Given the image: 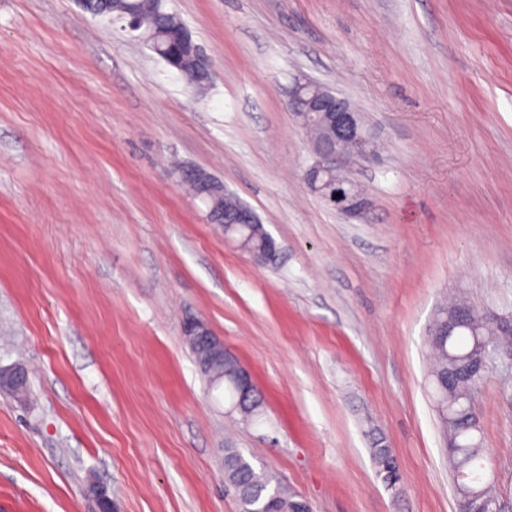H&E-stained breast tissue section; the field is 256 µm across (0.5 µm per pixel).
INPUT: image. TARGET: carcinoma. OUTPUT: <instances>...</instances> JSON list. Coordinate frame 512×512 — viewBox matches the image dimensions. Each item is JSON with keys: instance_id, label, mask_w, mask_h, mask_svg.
Wrapping results in <instances>:
<instances>
[{"instance_id": "1", "label": "carcinoma", "mask_w": 512, "mask_h": 512, "mask_svg": "<svg viewBox=\"0 0 512 512\" xmlns=\"http://www.w3.org/2000/svg\"><path fill=\"white\" fill-rule=\"evenodd\" d=\"M81 6L94 16L130 20L139 22L138 30L151 50L175 70L182 79L195 77L192 85L204 87L208 81L202 74H194L197 69L196 52L199 46L192 33H187L185 43L174 44L170 33L186 24L175 13L168 11L166 0H81ZM181 185L208 211L224 210L233 207L237 198L224 193V182L211 173L204 171L181 182ZM237 244L245 252L261 251L265 247L264 239L256 232L234 229ZM467 306L465 302H455L439 306L429 328V347L432 351L431 383L434 390L438 417L448 448V462L458 476L470 478V482H461L457 487L458 507L467 512L481 502L489 505L497 502V497L487 485H479V478L472 476V467L480 459L482 444L470 429L474 415L469 407V391L476 386L478 379L463 381L456 389L448 390V369L465 367L476 348V337H486L492 341L500 340L498 329L490 324L458 326L451 336L443 335L447 321L457 313V309ZM373 458L389 485L396 484L397 474L393 455L388 448L373 449ZM224 481L243 490L247 497L239 500L241 512L260 509L267 505L278 512L288 510V492L275 479L254 468L250 461L236 448L225 449Z\"/></svg>"}]
</instances>
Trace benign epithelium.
<instances>
[{
	"instance_id": "1",
	"label": "benign epithelium",
	"mask_w": 512,
	"mask_h": 512,
	"mask_svg": "<svg viewBox=\"0 0 512 512\" xmlns=\"http://www.w3.org/2000/svg\"><path fill=\"white\" fill-rule=\"evenodd\" d=\"M288 110L304 128L308 126L309 113L323 114L324 133L321 139L311 140L315 160L306 168L303 176L307 187L317 195L325 192L331 197L340 194L336 198V210L344 216L358 218L363 215L369 206L367 198L340 171V163L344 159L367 160L375 155V147L364 126L362 113L347 98L307 80L295 81L288 90ZM207 221L224 229L239 224L255 231L264 230L255 211L243 202L232 211L207 216ZM185 336L203 354L200 365L202 372L222 378L224 367H230L239 391L235 409H243L246 401L257 391L250 371L224 347V341L211 331L205 321L190 320L185 326ZM478 345L479 349L471 358V364L474 368L484 370L489 352L497 347V343L480 341ZM0 388L28 397L26 369L21 365L1 368Z\"/></svg>"
}]
</instances>
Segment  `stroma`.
I'll return each instance as SVG.
<instances>
[{
	"mask_svg": "<svg viewBox=\"0 0 512 512\" xmlns=\"http://www.w3.org/2000/svg\"><path fill=\"white\" fill-rule=\"evenodd\" d=\"M196 90L125 21L0 0V512H239V449L312 512H457L427 329L455 297L512 327V0H170ZM379 149L350 219L306 187L296 79ZM206 170L279 246L258 266L187 196ZM205 321L249 369L251 422L199 372ZM478 469L512 512V345L476 393ZM390 448L388 487L373 448ZM28 374L22 365H14L0 369V387L2 390L23 395L25 400L28 395Z\"/></svg>",
	"mask_w": 512,
	"mask_h": 512,
	"instance_id": "stroma-1",
	"label": "stroma"
}]
</instances>
